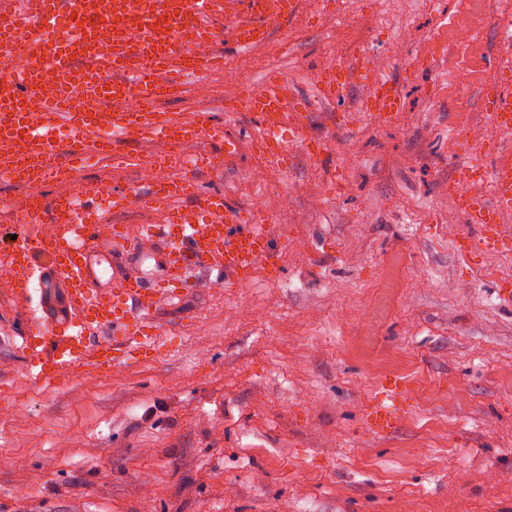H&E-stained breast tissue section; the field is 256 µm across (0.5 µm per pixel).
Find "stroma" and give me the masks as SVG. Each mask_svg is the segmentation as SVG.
I'll return each mask as SVG.
<instances>
[{
  "instance_id": "stroma-1",
  "label": "stroma",
  "mask_w": 512,
  "mask_h": 512,
  "mask_svg": "<svg viewBox=\"0 0 512 512\" xmlns=\"http://www.w3.org/2000/svg\"><path fill=\"white\" fill-rule=\"evenodd\" d=\"M458 2L300 0L264 47L218 42L238 97L274 73L314 99L325 63L362 53L402 109L366 110L365 82L314 99L275 169L245 145L250 112L225 113L223 72L169 102L243 140L196 183L243 215L263 207L281 273L199 278L160 307L150 363L32 388L19 348L49 317L43 269L30 297L0 292V457L23 460L0 468V512H512V302L497 293L512 266L448 201L462 170L480 180L512 154L486 99L512 93V0H474L473 55ZM88 258L97 290L166 271L148 241ZM393 377L412 405L378 436L366 412ZM471 0H461L459 4V8L454 17V28L455 30L463 35L465 34V39L467 42V46L470 50H476L479 44V33L474 25L471 12L470 5Z\"/></svg>"
}]
</instances>
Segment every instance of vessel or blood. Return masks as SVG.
<instances>
[{"label":"vessel or blood","mask_w":512,"mask_h":512,"mask_svg":"<svg viewBox=\"0 0 512 512\" xmlns=\"http://www.w3.org/2000/svg\"><path fill=\"white\" fill-rule=\"evenodd\" d=\"M298 5L299 0H0V179L25 183L30 195L8 221L64 227L59 237L17 247L23 283H30L36 258L47 260L66 287L70 308L66 332L48 325L24 337L31 382L48 384L62 375L94 378L141 363L157 345V310L188 283L190 267L209 270L220 281L244 283L276 265L262 210L243 219L223 194L199 192L193 179L173 171L177 150L188 145L197 148L195 167L223 168L237 153L236 141L225 137L208 108L184 114L166 104L192 90L195 81L223 70V58L211 50L221 38L217 22L230 25L236 47L250 48L268 41ZM104 21L112 29L107 40L100 34ZM101 55L112 62L111 76L92 65ZM361 69L358 57L340 68L325 66L317 77L320 97L336 99ZM47 73L55 79L50 93L43 85ZM79 95L106 107L77 110ZM374 101L383 112L400 108L397 90L381 79ZM245 106L258 120L252 149L267 165L285 167L288 135L299 131L305 102L289 101L285 79L271 75L251 91ZM33 107L39 113L32 122ZM132 129L139 141L156 145V152L128 148ZM217 139L224 142L223 153L201 149V142ZM89 159L111 163L119 173L157 169L145 192L111 195L116 212L131 207L163 212L162 223L138 228L142 238L167 248V275L159 282L131 277L106 296L89 288L86 262L72 239L85 245L99 241L116 251L129 239L124 225L100 223L90 207V199L110 191L105 184H82V163ZM50 184H75L81 191L75 198L51 196L44 191ZM489 186L496 196H512L511 159L491 169ZM456 203L482 228L484 250L504 248V235L493 231V208L465 194ZM410 401L405 381L385 382L369 413L372 429L389 430Z\"/></svg>","instance_id":"obj_1"}]
</instances>
